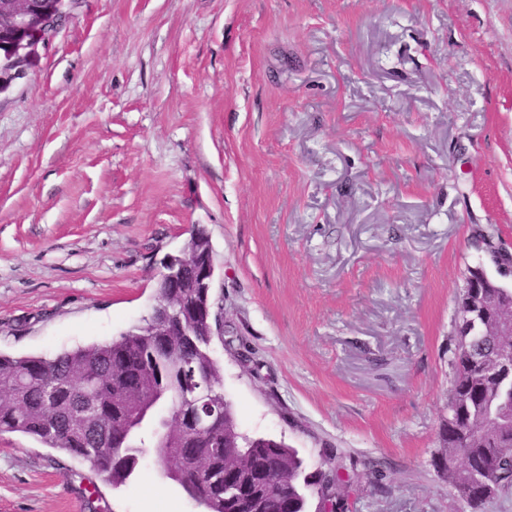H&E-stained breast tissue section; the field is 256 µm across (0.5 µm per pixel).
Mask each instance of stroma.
I'll return each mask as SVG.
<instances>
[{
  "mask_svg": "<svg viewBox=\"0 0 512 512\" xmlns=\"http://www.w3.org/2000/svg\"><path fill=\"white\" fill-rule=\"evenodd\" d=\"M512 244V0H79L0 94V352L142 323L204 229L240 432L346 512H468L434 459L474 225ZM0 512H200L0 435ZM192 238L193 235L179 256L171 257L164 264V271L161 273L158 280V282L165 281L168 284L173 285V288H157L160 289L161 298L168 299L171 303H176L178 301L180 289L174 288L180 279L183 267L191 263L194 258L192 252Z\"/></svg>",
  "mask_w": 512,
  "mask_h": 512,
  "instance_id": "obj_1",
  "label": "stroma"
}]
</instances>
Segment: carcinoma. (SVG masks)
<instances>
[{"instance_id":"cac0c4a2","label":"carcinoma","mask_w":512,"mask_h":512,"mask_svg":"<svg viewBox=\"0 0 512 512\" xmlns=\"http://www.w3.org/2000/svg\"><path fill=\"white\" fill-rule=\"evenodd\" d=\"M193 292L191 336H147L136 327L49 358L0 353V433L82 457L115 489L135 475L149 443L202 512H308L326 486L348 482L343 467L332 477L308 473L297 449L239 431L212 357V295ZM502 351L512 359V336L456 331L452 421L435 467L470 512L512 489V369L488 363ZM197 383L211 395L206 413L182 403ZM76 416L87 426H73Z\"/></svg>"}]
</instances>
